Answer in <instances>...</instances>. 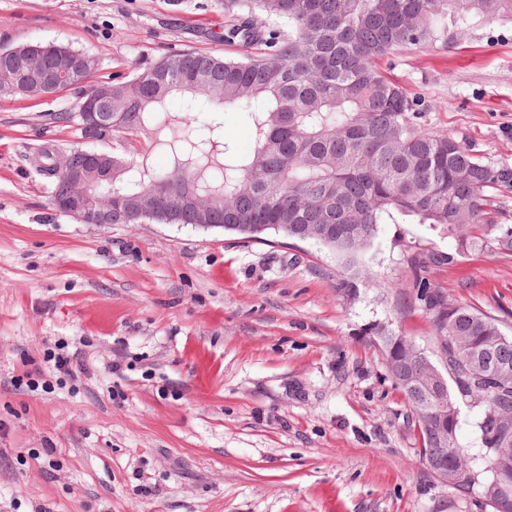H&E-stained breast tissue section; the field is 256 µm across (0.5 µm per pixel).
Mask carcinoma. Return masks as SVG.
Masks as SVG:
<instances>
[{
	"instance_id": "obj_1",
	"label": "carcinoma",
	"mask_w": 512,
	"mask_h": 512,
	"mask_svg": "<svg viewBox=\"0 0 512 512\" xmlns=\"http://www.w3.org/2000/svg\"><path fill=\"white\" fill-rule=\"evenodd\" d=\"M224 15L234 19L224 39L248 53L172 52L112 83V133L154 131V148L171 165L157 171L145 156L135 162L114 154L112 185L92 184L91 203L112 194L130 208L156 182L180 192L195 180L209 223L294 239L328 227L319 243L350 268L379 225L399 218L448 230L459 256L483 247L512 253V226L490 211L492 193L512 188V169L486 164L452 136L429 133L418 123L419 101L379 67L398 51L438 42L450 26L512 21V0H224ZM262 16L288 29L267 28ZM175 94L245 111L254 149L239 152L219 125L207 138L196 136L193 113L164 112ZM54 163L55 153H45L56 197L69 186ZM154 222L190 224L193 216L172 207ZM445 261L453 257L416 260L415 287L446 358L448 384L432 401L415 394L405 380L426 370L416 348L393 333L380 347L419 427L423 465L432 474L452 467L461 477L454 490L469 494L466 477L486 481L491 473L487 452L470 455L457 445L461 407H484L475 423L480 438L512 452V343L490 347L502 335L496 320L431 288L423 273ZM442 428L452 434L446 444L435 437Z\"/></svg>"
}]
</instances>
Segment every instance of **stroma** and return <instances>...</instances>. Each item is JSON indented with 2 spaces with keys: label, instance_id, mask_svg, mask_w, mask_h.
<instances>
[{
  "label": "stroma",
  "instance_id": "35a3bbf8",
  "mask_svg": "<svg viewBox=\"0 0 512 512\" xmlns=\"http://www.w3.org/2000/svg\"><path fill=\"white\" fill-rule=\"evenodd\" d=\"M221 0H0V48L38 40L95 56L92 83L172 51L241 55ZM422 125L512 168V22L384 59ZM65 89L0 100V512H480L420 457L381 334L443 365L412 283L512 336V253L457 256L426 224H384L349 293L314 241L186 224H82L52 204L42 151L83 146ZM199 132L254 147L246 113L171 99ZM100 150L166 154L119 133ZM77 353L71 369L58 355Z\"/></svg>",
  "mask_w": 512,
  "mask_h": 512
}]
</instances>
